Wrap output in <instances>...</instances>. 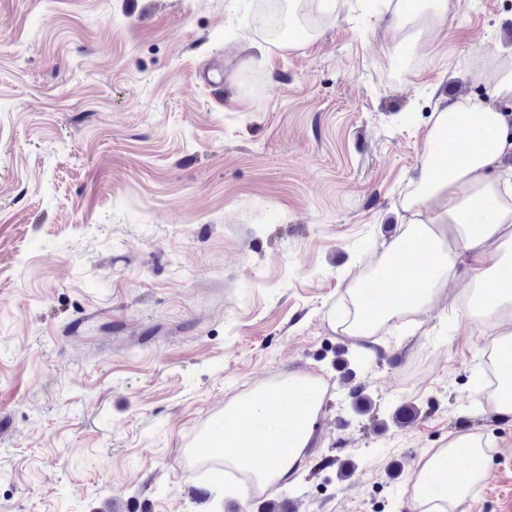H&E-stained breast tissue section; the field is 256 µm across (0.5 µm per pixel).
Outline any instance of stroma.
I'll list each match as a JSON object with an SVG mask.
<instances>
[{
    "mask_svg": "<svg viewBox=\"0 0 512 512\" xmlns=\"http://www.w3.org/2000/svg\"><path fill=\"white\" fill-rule=\"evenodd\" d=\"M256 4L0 0V512H414L416 462L467 432L489 477L456 512H512L490 329L449 301L341 324L435 100L512 61V0H452L412 50L389 0L266 41ZM297 371L328 385L299 478L243 497L191 467L226 401Z\"/></svg>",
    "mask_w": 512,
    "mask_h": 512,
    "instance_id": "stroma-1",
    "label": "stroma"
}]
</instances>
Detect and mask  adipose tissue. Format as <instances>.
I'll use <instances>...</instances> for the list:
<instances>
[{
	"instance_id": "ef3b65f1",
	"label": "adipose tissue",
	"mask_w": 512,
	"mask_h": 512,
	"mask_svg": "<svg viewBox=\"0 0 512 512\" xmlns=\"http://www.w3.org/2000/svg\"><path fill=\"white\" fill-rule=\"evenodd\" d=\"M451 0H417L413 12L397 8L392 42L402 45L415 28L447 26ZM486 97L438 100L425 137L418 171L402 203L398 235L387 245L371 275L353 280L344 330L372 340L390 322L434 308L447 289H463V315L492 325L496 339L485 356L512 361V64L487 75ZM476 127L477 135L452 151L447 130ZM326 386L310 373H285L238 394L224 406V431L202 432L209 448L201 464L242 477V493L265 491L300 475ZM460 478H448V461L459 449ZM481 435L464 433L426 451L417 464L413 500L420 512H455L487 472L473 460L485 456ZM444 478L443 491L432 479Z\"/></svg>"
}]
</instances>
